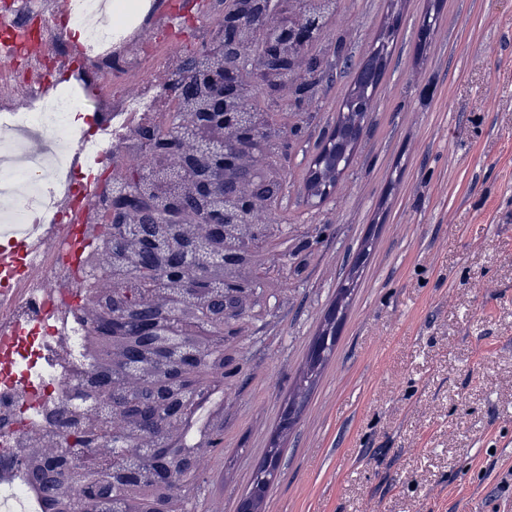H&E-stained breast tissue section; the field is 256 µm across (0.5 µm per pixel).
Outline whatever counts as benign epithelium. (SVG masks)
Listing matches in <instances>:
<instances>
[{
    "mask_svg": "<svg viewBox=\"0 0 512 512\" xmlns=\"http://www.w3.org/2000/svg\"><path fill=\"white\" fill-rule=\"evenodd\" d=\"M240 3L224 0V15L235 21L218 30L210 42L196 46L194 55L181 57L164 94L174 93L183 81L191 88L175 92L178 108L166 131L153 127L138 130V138L149 148V161L109 173V223L124 225V232L110 243L107 266L97 261L88 265L89 275L96 279L98 297L88 307L86 319L90 336L119 349L120 355L100 365L92 378H78L84 397L98 408L93 419L87 420L72 409L60 413L64 441L37 469L55 501L67 500L62 510L54 512H85L89 501L101 507L112 504L113 478L136 481L142 456L158 464L155 482L171 486L172 471L165 463L167 444L152 431L160 424L180 425L185 402L168 400L157 411L129 403L114 391V372L143 369V354L155 351L150 367L161 375L159 394H164L170 383L194 394L200 388L195 372L202 366L199 348L204 343L198 327L203 315L196 296H213V318L221 322H232L239 313L260 305L257 288L266 269L263 254L252 256L249 266L234 270L224 285H215L211 275L213 269L227 263L224 255L214 253L215 245L224 240V225L229 219L224 199H232L237 213L251 215L260 207L255 200L260 184L268 180L273 168V159L263 153L261 130L236 95V87L252 62L249 45L243 42L250 15L241 12ZM269 3L272 10L268 19L253 36L264 66L277 75L271 94L279 97L284 89L292 90L302 81L321 76L323 57L316 49L333 21L335 0H290L286 13L281 0ZM148 267L158 275L161 285L142 302L120 305L119 281L130 271ZM175 299L179 310L172 329L192 342L171 356L161 340L165 322L159 316L171 311ZM115 410L135 429L133 439L143 434L150 439L146 447L136 449V454L124 457L117 470L89 478L86 490L79 493L62 476L76 456L69 440L70 427L79 425V447L98 448Z\"/></svg>",
    "mask_w": 512,
    "mask_h": 512,
    "instance_id": "obj_1",
    "label": "benign epithelium"
}]
</instances>
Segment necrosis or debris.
<instances>
[{
	"instance_id": "1",
	"label": "necrosis or debris",
	"mask_w": 512,
	"mask_h": 512,
	"mask_svg": "<svg viewBox=\"0 0 512 512\" xmlns=\"http://www.w3.org/2000/svg\"><path fill=\"white\" fill-rule=\"evenodd\" d=\"M61 14L88 28L84 41L58 37L53 18ZM212 34L211 26L183 23L172 0H141L113 27L95 20L91 0H0V123L64 130L71 152L93 146L84 160L101 186L84 200L67 190L64 171L34 178L33 193L22 199L25 221L44 225L78 210L82 245L76 250L63 234L48 235L36 253L0 266V512H42L26 468L7 455L28 447L30 437L57 436L60 408L84 416L91 409L75 379L95 371L85 349V303L96 291L86 261L112 234L102 206L106 172L146 162L137 130L163 126L176 104L162 94L174 63L168 44H201ZM21 86L27 95L19 104ZM87 102L98 110L96 134L62 128L59 110Z\"/></svg>"
}]
</instances>
